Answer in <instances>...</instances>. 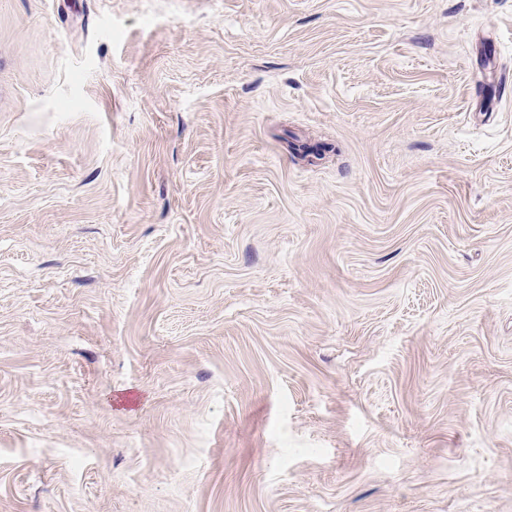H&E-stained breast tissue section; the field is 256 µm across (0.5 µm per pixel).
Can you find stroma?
Masks as SVG:
<instances>
[{
    "label": "stroma",
    "instance_id": "35a3bbf8",
    "mask_svg": "<svg viewBox=\"0 0 512 512\" xmlns=\"http://www.w3.org/2000/svg\"><path fill=\"white\" fill-rule=\"evenodd\" d=\"M0 512H512V0H0Z\"/></svg>",
    "mask_w": 512,
    "mask_h": 512
}]
</instances>
